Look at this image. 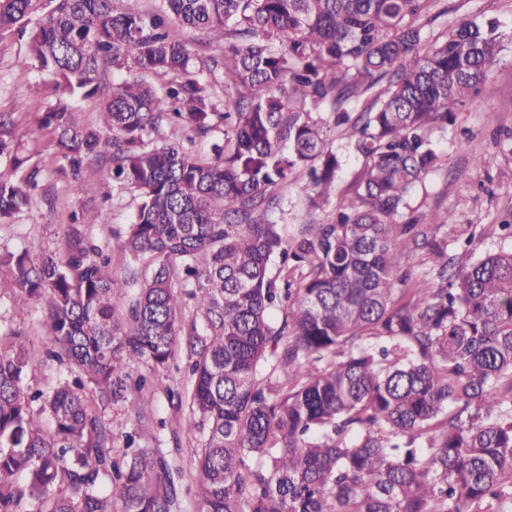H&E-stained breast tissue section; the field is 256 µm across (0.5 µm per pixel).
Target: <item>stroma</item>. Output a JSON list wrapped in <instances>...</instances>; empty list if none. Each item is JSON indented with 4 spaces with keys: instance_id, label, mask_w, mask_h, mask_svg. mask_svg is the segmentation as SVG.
Listing matches in <instances>:
<instances>
[{
    "instance_id": "35a3bbf8",
    "label": "stroma",
    "mask_w": 512,
    "mask_h": 512,
    "mask_svg": "<svg viewBox=\"0 0 512 512\" xmlns=\"http://www.w3.org/2000/svg\"><path fill=\"white\" fill-rule=\"evenodd\" d=\"M434 20L428 36H446L460 21L492 19L498 25L501 50L475 105L464 107L454 125L439 135L443 154L441 167L418 184L410 196L412 208L449 214L443 226L449 242L467 243L473 257L512 248L511 240L499 236L503 221H512V152L505 150L504 138L512 132V0H433ZM26 41L17 32H0V112L10 113L13 136L26 154L50 176L39 190L40 202L26 214L0 220V253L28 250L37 257L46 252L63 254L72 215H79L85 236L106 249L115 285L112 303L124 312L128 297L136 292L128 274V259L120 248L133 219L138 193L133 189L106 192L107 167L92 161L85 177L93 197L76 196L68 182L58 175L59 165L51 129L40 126L34 105L45 95V75L36 67L17 66ZM45 303L30 300L15 304L0 298V337L20 330L44 338ZM132 376L147 375L152 395L143 410L125 404L106 407L102 415L112 426V455L121 458L125 435L141 424L151 434L141 440L144 448L162 450L175 465L190 467L199 439L181 428L182 414L176 413L167 388L188 384V362L175 354L167 371L148 374L144 365L131 366Z\"/></svg>"
}]
</instances>
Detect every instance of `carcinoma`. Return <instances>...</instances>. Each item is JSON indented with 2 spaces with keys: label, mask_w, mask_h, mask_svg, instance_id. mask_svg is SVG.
<instances>
[{
  "label": "carcinoma",
  "mask_w": 512,
  "mask_h": 512,
  "mask_svg": "<svg viewBox=\"0 0 512 512\" xmlns=\"http://www.w3.org/2000/svg\"><path fill=\"white\" fill-rule=\"evenodd\" d=\"M430 0H0V30L53 79L40 101L70 191L109 164L139 191L122 241L127 318L102 247L72 218L64 257L0 255V296L46 299V341H0V512H178L182 473L92 408L128 401L133 364L189 360L196 512H512V250L461 263L415 212L412 188L442 162L436 134L473 103L499 53L494 20H466L423 52ZM206 36L198 57L183 39ZM135 76L109 85L112 69ZM382 88L377 85L382 80ZM98 100L79 128L70 99ZM215 131L201 160L150 136ZM0 113V218L31 211L45 169ZM363 166L338 201L337 130ZM306 172L308 213L289 236L280 190ZM282 262L277 288L271 257ZM195 300L188 319L182 299ZM287 303L281 324L273 308ZM75 373L29 392L31 367ZM46 414L51 430L35 420Z\"/></svg>",
  "instance_id": "cac0c4a2"
}]
</instances>
